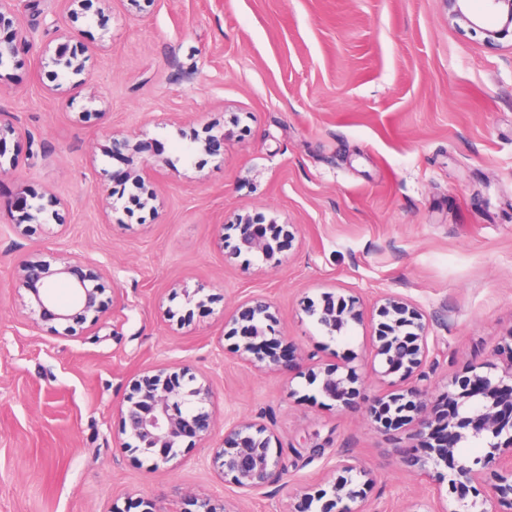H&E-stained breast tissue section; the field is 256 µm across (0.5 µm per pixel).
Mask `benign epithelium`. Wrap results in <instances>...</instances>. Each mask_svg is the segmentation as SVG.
<instances>
[{"label":"benign epithelium","instance_id":"1","mask_svg":"<svg viewBox=\"0 0 512 512\" xmlns=\"http://www.w3.org/2000/svg\"><path fill=\"white\" fill-rule=\"evenodd\" d=\"M490 10L503 20L499 29H486V42L496 43L512 31V0H485ZM12 29L10 37L0 39V68L18 52V45L34 46L33 32L26 28L19 16L18 0H0V28ZM52 63L64 64L69 79L75 87L87 84L84 61L71 50L69 36L57 35ZM147 141L129 137H112L110 146L104 148L108 156L138 157L139 161L127 170L128 179L140 190L143 201L150 205L157 194L150 181V172L170 165V160L146 149ZM48 205L64 206L60 198L49 194ZM46 205V206H48ZM10 206L17 212L15 227L24 236H31L46 225V206L35 202L25 187L17 192ZM265 224H240L234 249L236 252L257 253L266 262H276L279 237L265 231ZM65 282L71 288L70 302L56 301L52 288ZM15 289L29 299V312L43 323L63 326L62 335L70 336L77 326L94 328L106 319L108 306L121 303L118 287L101 269L91 267L82 271L71 254L61 251L49 258L25 257L18 262ZM386 321L379 324L378 345L375 356L378 366L372 368L380 380L393 375L412 379L407 390L409 400L402 394L379 396L368 406L371 421L386 429L399 428L405 422L415 424L408 433L409 445L403 451V462L409 468L438 469L433 457L415 453L414 441L424 442L433 429L435 412L430 405L432 393L429 386L428 365H435L430 358V323L418 309L390 296L380 307ZM307 314L317 317L329 335L340 333L351 323L361 320L359 300L353 296L326 299L320 306H310ZM231 336H239L235 352L258 368L278 367L283 357L276 352L280 338L276 336L277 317L271 303L263 296L252 297L233 315ZM299 377L318 385V392L327 400L342 407L352 404L357 390V374L350 368L344 374L336 369L320 370L311 364L298 371ZM213 393L205 381L184 368H160L147 371L132 384L131 392L118 406L122 432L126 439L119 443V452H138L152 461V466L169 463L181 452V445L195 447L208 441L214 424L206 406L211 404ZM440 400L456 403L457 412L448 414L459 428H471V434L481 438L492 437L486 451L475 456L459 453L462 435L450 432L441 447L433 450L446 461L448 472L437 475L447 481L448 492L455 498L448 502V512H503L512 508V435L505 441L497 438L512 429V356L497 366L485 361L475 362L468 368V375L452 382V388L439 395ZM211 465L240 489L259 491L278 483L287 466L282 452L274 453L266 429L252 422L234 421L224 426V438L214 448ZM336 477L326 489L304 494L291 512H376L371 493L374 480L359 469L350 459L339 455L334 465Z\"/></svg>","mask_w":512,"mask_h":512}]
</instances>
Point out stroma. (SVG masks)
<instances>
[{"label": "stroma", "instance_id": "obj_1", "mask_svg": "<svg viewBox=\"0 0 512 512\" xmlns=\"http://www.w3.org/2000/svg\"><path fill=\"white\" fill-rule=\"evenodd\" d=\"M74 9L31 0L20 15L36 39L71 34L87 87H58L27 51L0 70V120L29 132L0 144L23 158L0 199L22 183L66 203L61 224L29 238L0 213V512H141L143 498L187 512L194 494L227 512H288L340 454L377 475L378 512L418 497L440 512L445 496L402 465L399 432L367 420L364 398L387 387L366 362L387 294L430 318L438 391L494 360L512 331V36L489 45L449 20L446 0H155L144 12L107 0L78 20ZM209 125L226 138L206 151L196 138ZM117 133L144 135L171 164L154 211L109 220L100 194L127 165L102 147ZM32 138L49 150L28 164ZM241 215L288 227L278 266L223 246ZM62 247L123 294L103 325L68 337L26 318L12 288L19 255ZM176 284L206 297L185 322ZM354 293L363 318L342 339L304 311ZM256 295L274 303L291 353L357 369L360 400L330 406L287 369L234 354L224 322ZM166 363L208 379L216 423L266 426L284 485L243 492L205 448L157 468L117 451V406ZM314 445L323 455L310 457Z\"/></svg>", "mask_w": 512, "mask_h": 512}]
</instances>
